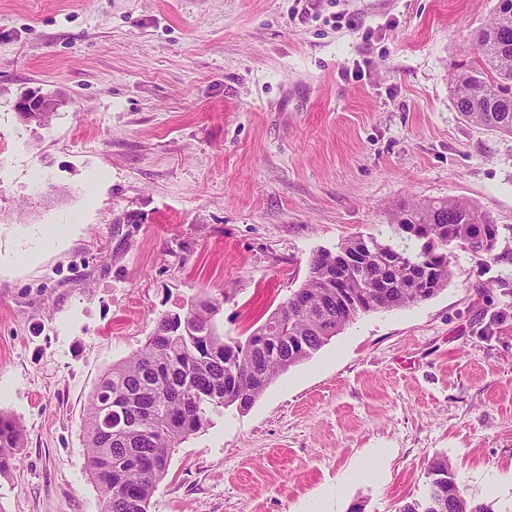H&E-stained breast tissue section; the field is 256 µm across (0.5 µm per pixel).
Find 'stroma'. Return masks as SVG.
<instances>
[{"label": "stroma", "mask_w": 512, "mask_h": 512, "mask_svg": "<svg viewBox=\"0 0 512 512\" xmlns=\"http://www.w3.org/2000/svg\"><path fill=\"white\" fill-rule=\"evenodd\" d=\"M498 0H0V512H101L88 399L165 314L245 336L320 249L461 197L497 224L176 448L150 512H398L447 458L512 512V135L455 106ZM57 96L39 127L14 110ZM383 476L349 479L373 449ZM59 101L52 93H42L35 91V93H28L21 96L16 101L14 108L15 112L26 122L27 112H41L39 117V125L46 126L50 123L55 116L58 109ZM24 431L15 419L0 413V474L7 471L13 461V452L21 448Z\"/></svg>", "instance_id": "1"}]
</instances>
